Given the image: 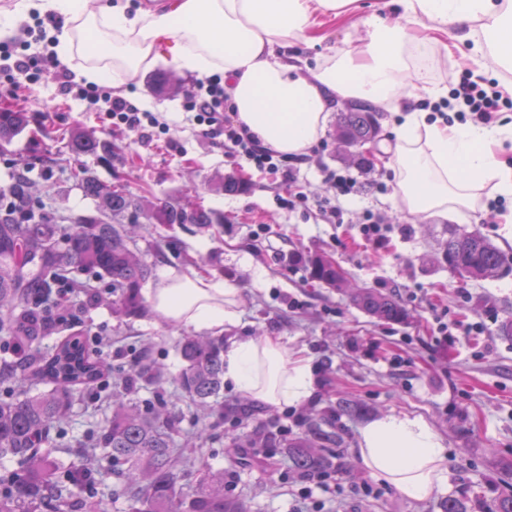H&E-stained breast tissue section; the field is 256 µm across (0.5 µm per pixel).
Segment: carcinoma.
<instances>
[{
    "instance_id": "carcinoma-1",
    "label": "carcinoma",
    "mask_w": 512,
    "mask_h": 512,
    "mask_svg": "<svg viewBox=\"0 0 512 512\" xmlns=\"http://www.w3.org/2000/svg\"><path fill=\"white\" fill-rule=\"evenodd\" d=\"M28 126L27 113L0 109V154ZM339 138L351 147L378 134L373 113L360 102L338 114ZM62 149L72 159L71 175L98 210L111 217L67 222L64 216L38 211L32 188V168L23 166L0 188V337L19 341L30 356V365L12 376L16 397L0 401V456L17 457L25 471L19 482L0 490V512H74L82 507L103 512L97 503H86L78 494L92 484V473L76 466L55 479L59 463L46 452L53 444L52 431L68 415L75 393L103 387L109 362L89 352V343L75 333L50 353L39 350L38 337L51 336L77 315L55 297L62 290L100 303L96 283L108 280L112 313L129 316L142 311L140 289L151 274L145 255L131 245L123 221L135 224L139 210L135 195L124 184L107 185L92 174L85 158L108 153L111 146L83 134L62 138ZM151 224H196L207 227L223 220L202 204L190 213L179 203L159 199L148 216ZM448 268L465 282L493 279L512 271V261L478 233H449L445 246ZM88 273L90 277L78 278ZM310 279L328 286L341 285L336 264L318 256L310 262ZM351 303L369 316L403 323L408 311L393 297L372 288H357ZM184 367L179 376L182 396L192 405L204 406L221 418L224 402V339L188 336L179 345ZM52 388L31 393L26 377ZM135 381L129 377L121 390L110 393L112 418L96 435V447L112 458L129 486L130 512H249L245 501L224 491V473L182 489L179 457L175 454L182 412L159 397L151 402L130 398ZM294 470L304 478L326 475L333 451L298 438L288 442Z\"/></svg>"
}]
</instances>
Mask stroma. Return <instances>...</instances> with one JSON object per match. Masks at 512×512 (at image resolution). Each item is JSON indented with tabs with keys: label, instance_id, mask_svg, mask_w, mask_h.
Returning a JSON list of instances; mask_svg holds the SVG:
<instances>
[{
	"label": "stroma",
	"instance_id": "1",
	"mask_svg": "<svg viewBox=\"0 0 512 512\" xmlns=\"http://www.w3.org/2000/svg\"><path fill=\"white\" fill-rule=\"evenodd\" d=\"M323 31V42L294 48L303 66L312 70L331 50L359 44L364 36L349 16L324 25ZM471 48V42L459 43L450 56L443 48L434 49L432 81L448 88L470 70L504 85L512 83V77L499 75L490 57L473 58ZM160 52L157 64L119 94L173 121L167 145L142 143L136 132L112 130L95 118L86 102L62 96L51 77L32 92L0 91V102L25 109L32 126L42 129L44 142L72 132L110 141L111 155L91 163L100 181L119 179L133 193L182 201L193 195L223 214V223L205 231L192 224H140L135 239L153 269L191 267L239 288L240 320L225 326V336H272L311 360L314 394L288 411L245 402L228 386L225 405L246 404L248 415L210 417L202 424L184 417L185 432L203 426L209 438L184 447L189 462L181 487L196 485L207 472L223 471L229 494L245 499L251 512H441L442 500L463 494L490 506L506 490L496 466L512 459V338L499 331L501 322L512 317V274L463 282L449 272L442 252L454 228L480 233L512 257V223L505 221L512 213V197L506 198L501 213L492 212L495 196L486 193L463 215L416 219L397 208L391 170L380 163L363 170L352 162L338 139L333 115L320 136L324 149L301 165L296 184L271 181L233 163L186 121L181 104L196 93L200 80L174 64L170 44H163ZM163 72L175 77L178 96L156 86L154 79ZM330 171H347L357 180L356 194L343 202L339 224L317 207L318 201L335 195L326 177ZM229 173L243 180V190L215 191L214 182ZM33 176L47 212L96 215L94 202L70 180L65 161L34 169ZM295 189L308 195L309 213L279 205V197ZM370 213L390 226L384 247H372L361 237L360 227ZM318 255L344 268L348 288H374L395 297L410 312V321L379 322L355 308L346 290L310 282L307 268ZM71 302L81 309L78 332L96 330L111 337V347L102 351L111 365L129 369L133 358L143 354L162 366L161 377L155 385H142L140 397L154 396L159 389L176 391L184 366L177 345L193 335V328L166 323L145 310L119 318L105 303L84 307L80 296ZM385 414L423 418L440 436L448 450V482L439 492L410 500L362 468L355 455L360 430ZM111 416L106 400L76 399L59 425L53 457L65 468L79 463L71 447ZM261 427L287 439L313 440L321 430L335 433L332 448L337 456L325 489L293 473L287 449H242L244 436ZM97 467L94 501L106 512H128L124 484L111 464L101 458Z\"/></svg>",
	"mask_w": 512,
	"mask_h": 512
}]
</instances>
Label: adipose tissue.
Returning a JSON list of instances; mask_svg holds the SVG:
<instances>
[{
  "label": "adipose tissue",
  "instance_id": "1",
  "mask_svg": "<svg viewBox=\"0 0 512 512\" xmlns=\"http://www.w3.org/2000/svg\"><path fill=\"white\" fill-rule=\"evenodd\" d=\"M354 0H170L137 6L126 0L95 6L90 0H12L0 7V37L32 15L64 21L54 47L75 62L80 78L120 87L159 59V43L176 39L173 61L197 77L223 73L237 120L266 148L307 153L324 131L335 99L381 105L424 91L445 97L416 60L439 45L440 34L491 53L512 71V0H396L397 19L371 12L359 18L361 43L303 70L282 48L318 43L321 16L341 18ZM383 145L395 173L394 199L412 215L447 216L474 209L494 185L512 196V166L495 148L512 140V125L446 122L412 111ZM240 291L218 275L162 270L146 291L151 315L198 331L223 332L240 318ZM224 381L242 395L276 409L312 397L309 358L290 354L273 337L234 336L224 345ZM355 454L376 480L411 500L424 499L448 481V450L423 419L385 415L360 431Z\"/></svg>",
  "mask_w": 512,
  "mask_h": 512
}]
</instances>
